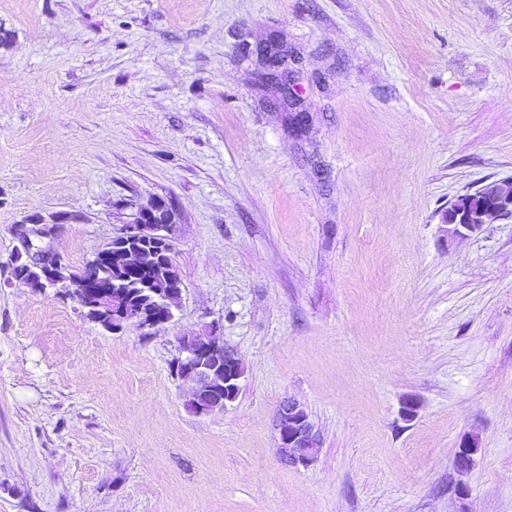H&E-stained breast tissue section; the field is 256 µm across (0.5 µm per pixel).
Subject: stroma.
<instances>
[{
	"label": "stroma",
	"mask_w": 512,
	"mask_h": 512,
	"mask_svg": "<svg viewBox=\"0 0 512 512\" xmlns=\"http://www.w3.org/2000/svg\"><path fill=\"white\" fill-rule=\"evenodd\" d=\"M4 30L0 263L28 214L80 216L49 240L80 268L162 200L182 298L110 333L0 274V512H512V217L443 222L512 177V0H0ZM212 324L244 375L193 416L172 362ZM107 314L110 317V320H109V323L106 326L107 328L105 330H107L109 332H117V331L122 330L123 324L126 321L132 320V319L137 320V322L141 328L146 329V330H151L159 325L170 323L175 318V315L172 312H170L168 314V316H166L164 318H159V317H154L149 314L129 316L128 314H126L123 311H116V313H114V315H113L116 318L114 320V328H112V306L110 308V311ZM276 430L280 448H288L282 454L285 465H307L320 447V436L308 417L300 413V405L293 401L280 404L276 414Z\"/></svg>",
	"instance_id": "stroma-1"
}]
</instances>
